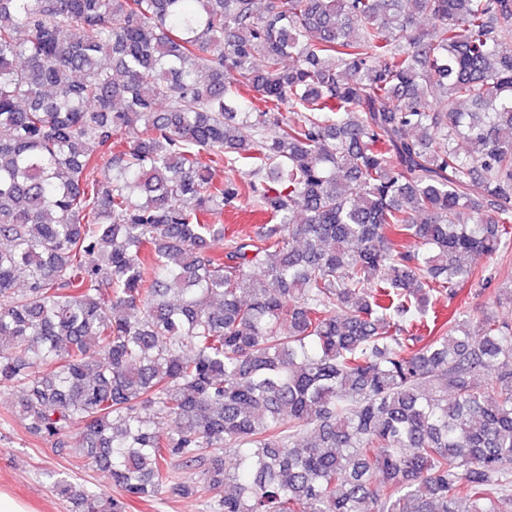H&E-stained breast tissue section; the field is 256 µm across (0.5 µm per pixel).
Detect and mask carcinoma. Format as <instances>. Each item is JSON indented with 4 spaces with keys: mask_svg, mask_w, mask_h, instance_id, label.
Masks as SVG:
<instances>
[{
    "mask_svg": "<svg viewBox=\"0 0 512 512\" xmlns=\"http://www.w3.org/2000/svg\"><path fill=\"white\" fill-rule=\"evenodd\" d=\"M257 4L0 0V386L74 512H500L512 325L437 307L512 247V0ZM240 206L239 210L232 212L224 210V214L215 220V224H224L226 235L232 231H242L243 234L256 238L263 231L265 224H273L268 215L248 205L246 201H241ZM218 497H181L161 492L150 502L129 501L126 512H215Z\"/></svg>",
    "mask_w": 512,
    "mask_h": 512,
    "instance_id": "1",
    "label": "carcinoma"
}]
</instances>
